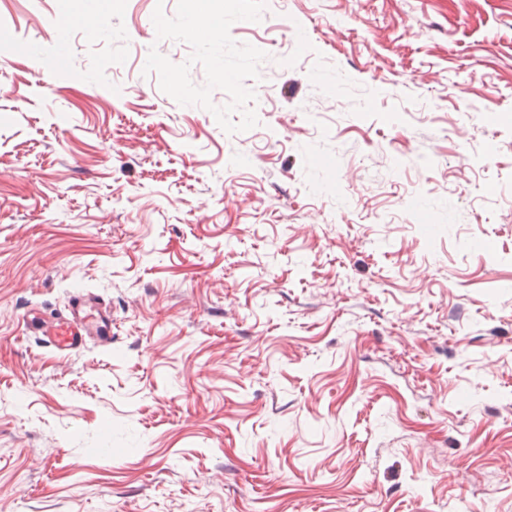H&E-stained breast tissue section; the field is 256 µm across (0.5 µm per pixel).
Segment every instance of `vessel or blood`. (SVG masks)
Instances as JSON below:
<instances>
[{
  "mask_svg": "<svg viewBox=\"0 0 512 512\" xmlns=\"http://www.w3.org/2000/svg\"><path fill=\"white\" fill-rule=\"evenodd\" d=\"M26 331L56 354L68 357L88 347L112 345V311L95 292L80 290L69 297L67 310L44 318L31 312Z\"/></svg>",
  "mask_w": 512,
  "mask_h": 512,
  "instance_id": "vessel-or-blood-1",
  "label": "vessel or blood"
}]
</instances>
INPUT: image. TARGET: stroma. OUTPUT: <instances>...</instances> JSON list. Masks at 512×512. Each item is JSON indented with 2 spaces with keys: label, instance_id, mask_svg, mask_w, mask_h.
I'll list each match as a JSON object with an SVG mask.
<instances>
[{
  "label": "stroma",
  "instance_id": "1",
  "mask_svg": "<svg viewBox=\"0 0 512 512\" xmlns=\"http://www.w3.org/2000/svg\"><path fill=\"white\" fill-rule=\"evenodd\" d=\"M176 3L0 0V512H512V0L235 22V134L132 52ZM80 289L111 348L24 336Z\"/></svg>",
  "mask_w": 512,
  "mask_h": 512
}]
</instances>
